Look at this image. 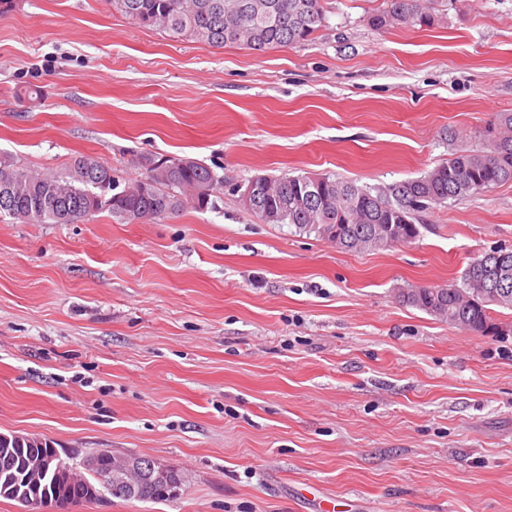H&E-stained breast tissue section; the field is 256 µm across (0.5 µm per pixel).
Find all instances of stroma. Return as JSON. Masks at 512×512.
<instances>
[{"label": "stroma", "instance_id": "obj_1", "mask_svg": "<svg viewBox=\"0 0 512 512\" xmlns=\"http://www.w3.org/2000/svg\"><path fill=\"white\" fill-rule=\"evenodd\" d=\"M323 0L309 40L255 54L130 23L108 0H0V159L97 158L122 182L190 156L207 211L0 221V433L176 466L169 502L71 512H512V309L459 330L398 292L512 248V184L432 207L413 243L346 251L265 224L236 186H383L482 147L512 113V0L385 32Z\"/></svg>", "mask_w": 512, "mask_h": 512}]
</instances>
